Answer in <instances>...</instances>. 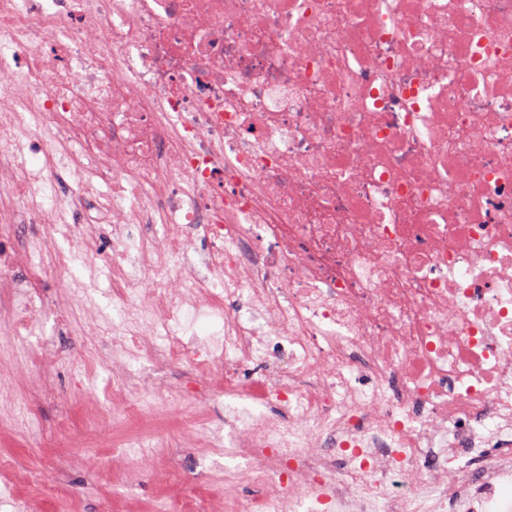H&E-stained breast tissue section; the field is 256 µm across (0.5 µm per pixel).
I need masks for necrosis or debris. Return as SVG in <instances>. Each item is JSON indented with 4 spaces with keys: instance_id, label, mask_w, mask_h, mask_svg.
<instances>
[{
    "instance_id": "obj_1",
    "label": "necrosis or debris",
    "mask_w": 512,
    "mask_h": 512,
    "mask_svg": "<svg viewBox=\"0 0 512 512\" xmlns=\"http://www.w3.org/2000/svg\"><path fill=\"white\" fill-rule=\"evenodd\" d=\"M78 263L117 337L45 293ZM19 336L0 408L95 383L88 469L220 409L268 489L147 512H512V0H0ZM145 360L183 376L125 401ZM86 302L78 315L90 313L99 318L105 332H112V286L106 273H102L95 285L85 288Z\"/></svg>"
}]
</instances>
